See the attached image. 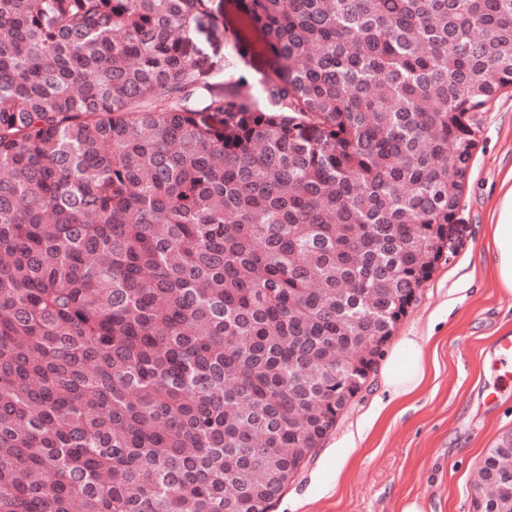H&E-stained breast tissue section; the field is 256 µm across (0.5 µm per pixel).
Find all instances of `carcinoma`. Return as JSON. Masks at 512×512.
<instances>
[{"label": "carcinoma", "mask_w": 512, "mask_h": 512, "mask_svg": "<svg viewBox=\"0 0 512 512\" xmlns=\"http://www.w3.org/2000/svg\"><path fill=\"white\" fill-rule=\"evenodd\" d=\"M237 9L0 0V512H269L460 222L512 0ZM215 14L218 18L217 28L208 23L196 34L198 46L207 53L217 64L215 75L224 77V56L232 52L230 46L224 42V21L228 28L238 25V16L233 6L225 0H213ZM265 61V57L258 55H254L253 58L247 56L246 60L237 58L238 67L235 71V76L245 75L253 83L255 90H259V80L266 68Z\"/></svg>", "instance_id": "cac0c4a2"}]
</instances>
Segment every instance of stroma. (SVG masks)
Wrapping results in <instances>:
<instances>
[{"label":"stroma","instance_id":"stroma-1","mask_svg":"<svg viewBox=\"0 0 512 512\" xmlns=\"http://www.w3.org/2000/svg\"><path fill=\"white\" fill-rule=\"evenodd\" d=\"M219 27H204L198 46L216 63L231 48L225 28L238 24L229 0H214ZM460 208L451 225L449 261H438L395 336H431L439 375L403 415L369 423L382 399L380 367L337 418L321 447L276 498L270 512H401L415 498L424 512H473L486 452L512 431V384H503L496 350L512 333V295L498 287L489 265V224L512 169V93L498 97L482 116ZM363 438L351 442L352 431Z\"/></svg>","mask_w":512,"mask_h":512}]
</instances>
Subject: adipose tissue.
<instances>
[{
  "instance_id": "adipose-tissue-1",
  "label": "adipose tissue",
  "mask_w": 512,
  "mask_h": 512,
  "mask_svg": "<svg viewBox=\"0 0 512 512\" xmlns=\"http://www.w3.org/2000/svg\"><path fill=\"white\" fill-rule=\"evenodd\" d=\"M502 190L492 233L493 273L501 288L512 294V171L505 176ZM430 377L421 337H400L381 371L387 406L395 407L410 400Z\"/></svg>"
}]
</instances>
